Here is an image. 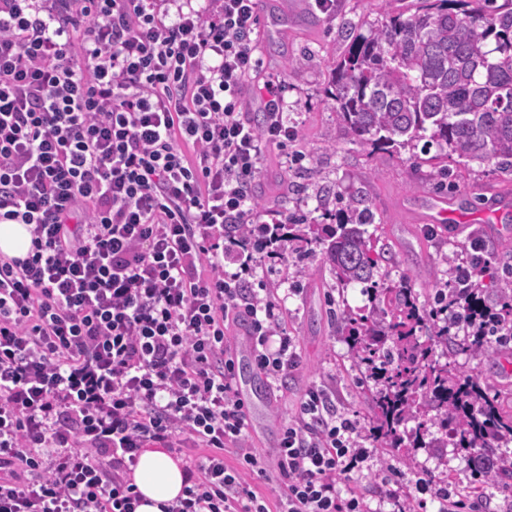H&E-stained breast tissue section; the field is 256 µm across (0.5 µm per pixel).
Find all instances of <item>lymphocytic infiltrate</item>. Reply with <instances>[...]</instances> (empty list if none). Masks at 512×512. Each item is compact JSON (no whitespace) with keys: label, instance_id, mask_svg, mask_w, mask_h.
I'll use <instances>...</instances> for the list:
<instances>
[{"label":"lymphocytic infiltrate","instance_id":"lymphocytic-infiltrate-1","mask_svg":"<svg viewBox=\"0 0 512 512\" xmlns=\"http://www.w3.org/2000/svg\"><path fill=\"white\" fill-rule=\"evenodd\" d=\"M259 2L0 0V223L32 244L0 254V512H136L146 448L184 463L165 512H485L429 471L407 499L393 470L359 486L372 450L322 385L274 461L246 443L231 326L270 383L297 367L248 249L264 160L298 136Z\"/></svg>","mask_w":512,"mask_h":512}]
</instances>
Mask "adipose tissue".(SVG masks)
Segmentation results:
<instances>
[{
  "label": "adipose tissue",
  "mask_w": 512,
  "mask_h": 512,
  "mask_svg": "<svg viewBox=\"0 0 512 512\" xmlns=\"http://www.w3.org/2000/svg\"><path fill=\"white\" fill-rule=\"evenodd\" d=\"M131 481L144 498L137 512H162V505L174 501L182 492L183 465L166 449L147 448L139 457Z\"/></svg>",
  "instance_id": "ef3b65f1"
}]
</instances>
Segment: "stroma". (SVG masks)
Here are the masks:
<instances>
[{
	"label": "stroma",
	"mask_w": 512,
	"mask_h": 512,
	"mask_svg": "<svg viewBox=\"0 0 512 512\" xmlns=\"http://www.w3.org/2000/svg\"><path fill=\"white\" fill-rule=\"evenodd\" d=\"M380 4L381 0H336L335 14L328 15L312 0H262L260 16L280 18L281 24L276 33L260 37L259 51L266 71L285 81L288 119L299 131L293 150L304 160L297 165L289 155L269 154L255 184L256 199L269 211L308 212L322 204L335 209L334 191L363 192L396 253L386 285H397L400 273H408L423 301L438 286V259L449 244L469 242L472 235L484 234L486 225H498L501 237L487 240V263L476 276L483 297L496 301L512 286V277L506 274L512 267V211H502L495 193L512 192V174L500 173L492 163H474L453 183L441 184L430 178L423 149L392 155L353 142L325 95L345 47L343 22L367 25L377 18ZM431 203L455 214L456 222L429 229L422 217ZM259 276L267 292L297 291L287 297L282 325L296 338L299 367L280 386L262 384L264 400L249 418V444L266 453L277 448L301 391L312 384L327 386L340 410L368 423V392L352 366L340 325L329 313L333 302L353 311L363 306L361 285L332 296L329 268L317 252L294 255L285 263L265 260Z\"/></svg>",
	"instance_id": "obj_1"
}]
</instances>
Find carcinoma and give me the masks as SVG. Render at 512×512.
Returning <instances> with one entry per match:
<instances>
[{
    "mask_svg": "<svg viewBox=\"0 0 512 512\" xmlns=\"http://www.w3.org/2000/svg\"><path fill=\"white\" fill-rule=\"evenodd\" d=\"M328 96L363 146L396 153L425 139L437 157L457 155L466 171L491 161L512 171V0H413L407 11L382 5L380 19L346 44ZM336 198L345 218L266 224L265 241L275 249L286 241L305 251L321 246L336 288L363 285L368 304L337 320L371 394L373 444L405 449L407 464L420 449L449 448L469 460L495 448L499 466L470 483L512 488V407L450 361L496 354L480 322L485 313L512 320V295L491 307L475 288L464 304L447 281L438 308L419 302L406 273L396 287L381 286L375 277L393 256L367 229L375 220L367 197Z\"/></svg>",
    "mask_w": 512,
    "mask_h": 512,
    "instance_id": "carcinoma-1",
    "label": "carcinoma"
}]
</instances>
